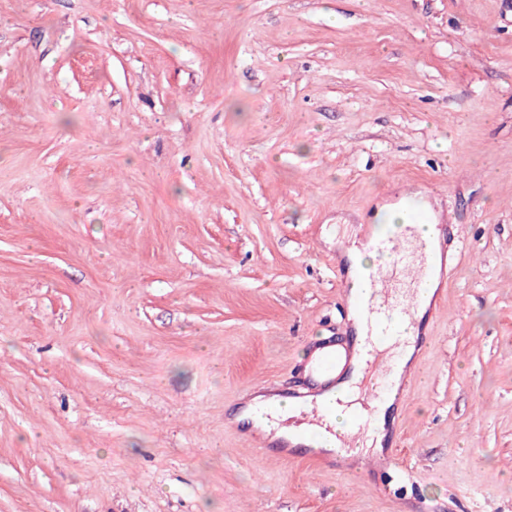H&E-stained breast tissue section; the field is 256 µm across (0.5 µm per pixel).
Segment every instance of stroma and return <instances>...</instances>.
Wrapping results in <instances>:
<instances>
[{
    "label": "stroma",
    "mask_w": 512,
    "mask_h": 512,
    "mask_svg": "<svg viewBox=\"0 0 512 512\" xmlns=\"http://www.w3.org/2000/svg\"><path fill=\"white\" fill-rule=\"evenodd\" d=\"M398 188L455 257L398 467L259 458ZM0 512H512V0H0ZM276 402L279 410V415L287 416L291 411V405L299 402L296 398L288 399L280 395H258L252 399L251 402L246 404V407L235 417L236 422L246 423L253 429H261L267 434L271 429L275 428L273 423L268 422L265 418L257 413V409L264 406L263 404Z\"/></svg>",
    "instance_id": "stroma-1"
}]
</instances>
